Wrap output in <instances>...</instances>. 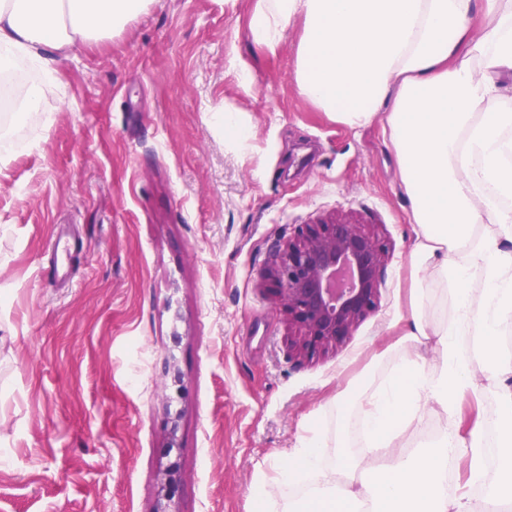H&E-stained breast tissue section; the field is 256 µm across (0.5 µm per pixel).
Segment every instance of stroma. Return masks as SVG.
Returning <instances> with one entry per match:
<instances>
[{"label": "stroma", "instance_id": "1", "mask_svg": "<svg viewBox=\"0 0 512 512\" xmlns=\"http://www.w3.org/2000/svg\"><path fill=\"white\" fill-rule=\"evenodd\" d=\"M255 3L146 0L114 35L50 52L41 111L0 123V512H251L284 452L316 437L336 466L356 381L400 364L396 156L381 122L350 128L301 94V19L269 51ZM334 221L385 246L377 306L304 354L273 271L301 227ZM63 229L84 250L56 282L42 264ZM495 402L490 384L426 414L418 442Z\"/></svg>", "mask_w": 512, "mask_h": 512}]
</instances>
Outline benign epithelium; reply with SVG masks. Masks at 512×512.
Returning a JSON list of instances; mask_svg holds the SVG:
<instances>
[{
    "label": "benign epithelium",
    "instance_id": "7a95c632",
    "mask_svg": "<svg viewBox=\"0 0 512 512\" xmlns=\"http://www.w3.org/2000/svg\"><path fill=\"white\" fill-rule=\"evenodd\" d=\"M384 259L381 243L357 224H308L288 242L275 280L302 329L300 351L343 343L373 311Z\"/></svg>",
    "mask_w": 512,
    "mask_h": 512
}]
</instances>
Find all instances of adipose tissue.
<instances>
[{
	"mask_svg": "<svg viewBox=\"0 0 512 512\" xmlns=\"http://www.w3.org/2000/svg\"><path fill=\"white\" fill-rule=\"evenodd\" d=\"M145 0H0V72L27 59L41 80L19 112L41 111L54 72L43 57L120 29ZM303 21L296 81L301 94L356 128L381 119L411 204L410 313L400 328L404 360L388 382L362 384L364 442L340 448L338 467L318 444L285 453L278 476L257 486L253 512H270L282 482L308 480L297 512H503L512 504V389L499 388L467 434L436 439L428 452L401 450L429 412L453 415L480 379L458 353L473 333L492 363L512 376L497 343L512 323V0H257L254 41L275 49L293 18ZM483 233H475L476 225ZM455 284L448 316L435 320L424 295L429 275ZM438 350L439 373L425 353ZM507 429L491 493L473 502L448 495V453L468 461L469 481L486 476L484 427Z\"/></svg>",
	"mask_w": 512,
	"mask_h": 512,
	"instance_id": "1",
	"label": "adipose tissue"
}]
</instances>
